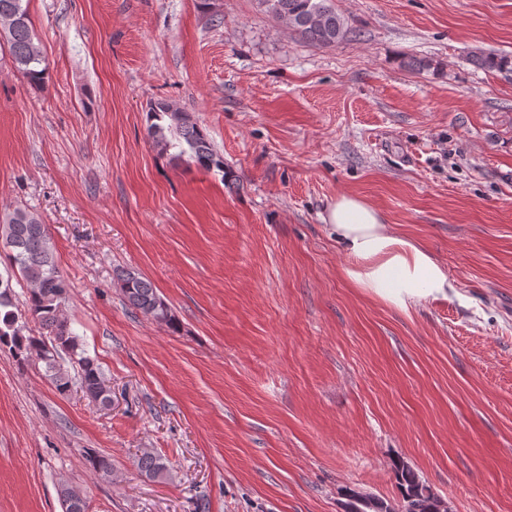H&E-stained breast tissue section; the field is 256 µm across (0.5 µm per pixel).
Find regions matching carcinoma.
<instances>
[{
  "label": "carcinoma",
  "instance_id": "carcinoma-1",
  "mask_svg": "<svg viewBox=\"0 0 512 512\" xmlns=\"http://www.w3.org/2000/svg\"><path fill=\"white\" fill-rule=\"evenodd\" d=\"M258 4L262 12L312 44L334 45L350 33L348 22L331 0H258ZM0 43L7 47L14 66L31 85L38 89L46 85L48 67L23 0H0ZM476 60L485 69L512 66L511 58L492 52L481 53ZM149 114L148 135L160 151L171 152L180 160L186 156L206 171H224V157L189 114L162 101L152 104ZM0 244L8 262L7 276L0 275V346L8 347L22 363H42L59 393L75 390L99 408L111 409L112 389L108 380L97 358L81 344L66 315L70 284L56 264L48 226L36 213L17 207L0 217ZM14 279L22 280L28 287L22 313L15 311ZM117 287L130 307L160 325L175 327L171 308L150 281L126 270L117 278ZM31 323L39 328V335L32 333ZM67 363L72 369L65 367ZM87 460L95 473L103 477L113 474L109 456L90 452ZM134 465L150 480L163 479L169 473L166 461L147 448L136 456ZM392 474L401 497L400 509L395 510L376 497L364 504L357 492L349 490L347 512H434L437 495L409 464L394 462ZM59 499L62 512H88L86 498L73 487L61 486Z\"/></svg>",
  "mask_w": 512,
  "mask_h": 512
}]
</instances>
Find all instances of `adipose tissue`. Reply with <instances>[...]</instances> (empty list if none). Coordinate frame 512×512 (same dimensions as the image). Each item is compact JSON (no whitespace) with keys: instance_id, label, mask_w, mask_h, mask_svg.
Here are the masks:
<instances>
[{"instance_id":"ef3b65f1","label":"adipose tissue","mask_w":512,"mask_h":512,"mask_svg":"<svg viewBox=\"0 0 512 512\" xmlns=\"http://www.w3.org/2000/svg\"><path fill=\"white\" fill-rule=\"evenodd\" d=\"M323 221L349 259L342 273L353 287L402 311L454 292L455 284L443 265L384 223L380 212L363 199L338 195L326 207Z\"/></svg>"}]
</instances>
